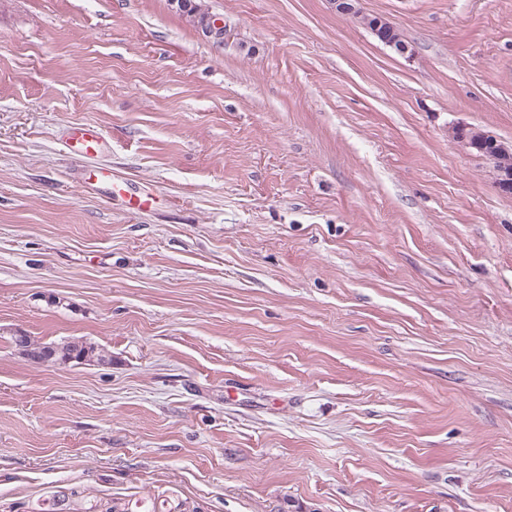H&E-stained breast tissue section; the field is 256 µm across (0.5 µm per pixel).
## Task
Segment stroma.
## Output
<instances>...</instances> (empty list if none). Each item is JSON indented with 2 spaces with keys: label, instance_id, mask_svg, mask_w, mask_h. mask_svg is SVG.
I'll list each match as a JSON object with an SVG mask.
<instances>
[{
  "label": "stroma",
  "instance_id": "obj_1",
  "mask_svg": "<svg viewBox=\"0 0 512 512\" xmlns=\"http://www.w3.org/2000/svg\"><path fill=\"white\" fill-rule=\"evenodd\" d=\"M199 2L0 0V512H512V0ZM71 146L83 158L98 156L106 148L104 134L96 127L81 125L73 130ZM452 138L461 143L469 152L490 154L494 159L492 176L495 185L504 193H512V144L498 140L492 134L478 127L455 126ZM491 153H485V149ZM27 337L28 336H26L25 333L21 332H19L16 336H13V338L18 343L24 342ZM46 346L52 347L54 349L56 352V359L69 360L66 362H61L62 364L73 361L71 359H75L76 361L82 360L87 353L86 347H88L89 350L88 360H93L95 363H101L105 361L112 362L111 354H109L103 348H100L95 344L79 338H64L57 342L41 344L34 342L30 337H28L24 351L30 360L37 362L35 356L43 349V347Z\"/></svg>",
  "mask_w": 512,
  "mask_h": 512
}]
</instances>
